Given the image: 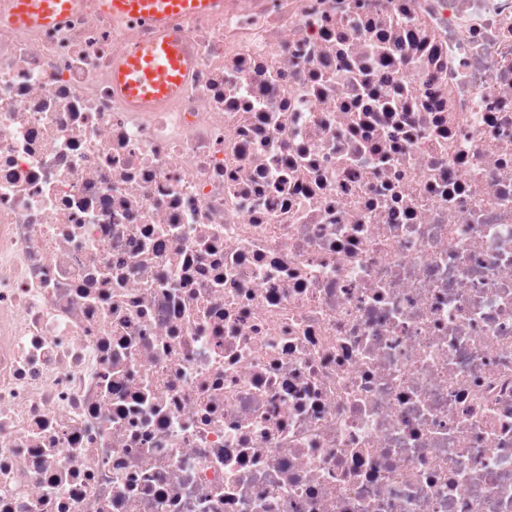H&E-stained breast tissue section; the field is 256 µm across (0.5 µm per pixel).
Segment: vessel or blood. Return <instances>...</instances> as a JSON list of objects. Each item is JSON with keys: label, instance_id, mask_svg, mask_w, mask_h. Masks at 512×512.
Segmentation results:
<instances>
[{"label": "vessel or blood", "instance_id": "b4317fda", "mask_svg": "<svg viewBox=\"0 0 512 512\" xmlns=\"http://www.w3.org/2000/svg\"><path fill=\"white\" fill-rule=\"evenodd\" d=\"M14 13L28 25H44L59 10H70L76 0H14ZM102 10L113 15L144 14L158 30L165 31L172 15L183 12H214L224 0H100ZM187 54L183 43L163 38L132 46L112 70V82L133 101L173 95L181 84Z\"/></svg>", "mask_w": 512, "mask_h": 512}]
</instances>
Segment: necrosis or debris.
<instances>
[{
  "label": "necrosis or debris",
  "instance_id": "4bbe7bcc",
  "mask_svg": "<svg viewBox=\"0 0 512 512\" xmlns=\"http://www.w3.org/2000/svg\"><path fill=\"white\" fill-rule=\"evenodd\" d=\"M0 0V512H512V0ZM14 14L18 20L28 25H44L51 22L57 10H70L76 0H13ZM112 15L144 14L164 31L169 18L183 12H214L224 9V0H99ZM188 59L183 43L170 37L137 43L112 69V84L133 101L173 95Z\"/></svg>",
  "mask_w": 512,
  "mask_h": 512
}]
</instances>
